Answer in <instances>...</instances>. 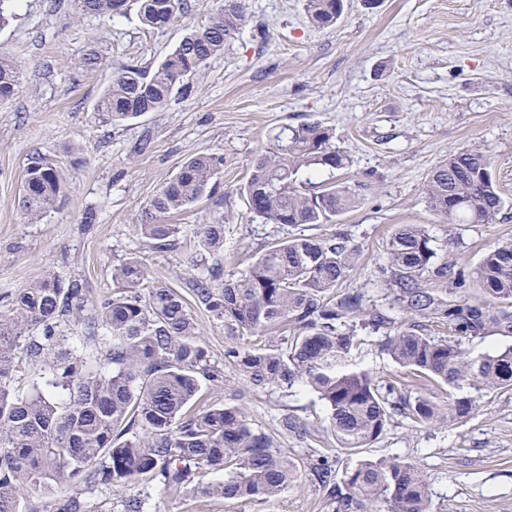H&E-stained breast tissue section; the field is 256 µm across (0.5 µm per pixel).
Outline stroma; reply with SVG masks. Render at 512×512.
Segmentation results:
<instances>
[{
	"label": "stroma",
	"mask_w": 512,
	"mask_h": 512,
	"mask_svg": "<svg viewBox=\"0 0 512 512\" xmlns=\"http://www.w3.org/2000/svg\"><path fill=\"white\" fill-rule=\"evenodd\" d=\"M221 0H187V11L161 32L136 10L112 18L82 14L79 0H13L0 27V54L19 68L18 90L0 104V310L17 290L51 272L78 281L88 302L116 290L115 266L135 253L148 279L189 290L213 258L200 246L202 225L224 226V270L241 275L268 242L286 231L252 214L242 194L269 137L285 125L332 128L349 157L336 183L359 199L313 236L347 235L362 256L347 287L401 317L385 294L386 241L402 224L425 225L438 259L472 275L494 243L512 240V0H346L336 25L318 29L305 0H246L245 22L222 55L173 93L159 111L124 122L99 120L95 105L120 68L154 67ZM473 149L492 161L505 207L492 224H440L424 183L449 154ZM223 155L209 197L174 216L181 231L165 252L146 249L140 216L188 158ZM61 173L58 204L35 224L20 200L26 169L37 159ZM94 212V223L83 221ZM220 381L202 380L210 402L239 404L253 427L273 434L304 475L273 502L216 503L174 495L154 481L132 491L87 486L91 512H124L128 494L147 512H333L306 468L312 454L343 470L359 458L407 456L429 478L433 512H512V391L466 389V422L431 429L394 419L359 455L337 451L327 411L303 389L254 392L225 352L222 323L194 308ZM357 367L381 379L398 366L361 332ZM292 417L306 436L284 430Z\"/></svg>",
	"instance_id": "stroma-1"
}]
</instances>
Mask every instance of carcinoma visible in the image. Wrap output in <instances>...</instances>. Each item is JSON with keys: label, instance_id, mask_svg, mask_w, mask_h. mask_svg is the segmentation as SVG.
<instances>
[{"label": "carcinoma", "instance_id": "1", "mask_svg": "<svg viewBox=\"0 0 512 512\" xmlns=\"http://www.w3.org/2000/svg\"><path fill=\"white\" fill-rule=\"evenodd\" d=\"M143 25L162 31L184 11V0H137ZM128 0H81L83 13L113 17ZM317 28L337 23L343 0H306ZM245 20V0H222L207 23L190 30L154 69L124 65L99 97L102 119L124 121L156 112L175 87L199 74L224 52ZM18 88L12 58L0 55V102ZM332 129L306 122L270 137L244 186L247 207L267 224L282 227L335 223L355 208L348 188L299 180L346 167ZM224 157L187 159L141 216L142 234L163 249L180 225L166 218L209 195ZM492 163L479 151L448 155L429 173L425 196L442 224H492L505 201ZM60 197L50 163L27 169L21 208L41 220ZM201 243L224 251V225L205 224ZM388 291L406 314L398 322L370 307L365 292L343 283L360 260L358 245L341 233L330 237L290 233L268 243L247 272L224 273L215 259L195 283V304L205 308L239 345L226 351L256 390L300 387L327 409L336 447L350 455L381 438L392 416L415 427L462 423L473 412L465 396L440 404L408 395L395 382L381 383L352 363L357 328L380 333L382 352L419 380L461 389L512 390V346L477 359L464 342L492 332L512 333V240L489 248L472 282L454 265L436 263L433 239L422 224H402L387 241ZM430 277L437 287L423 285ZM117 290L88 305L76 282L53 273L18 289L0 310V512H26L29 498L41 512H86L85 485L122 488L157 479L174 495L209 500L269 502L297 485L302 471L274 437L255 429L233 404L190 406L199 377L215 380L186 296L167 284H147L145 261L132 255L113 268ZM362 318V325H354ZM80 335L68 336V327ZM448 329L440 336L435 328ZM108 347H94L101 330ZM263 332L265 344L251 343ZM29 371L32 389L15 390V376ZM314 480L327 489L334 512H432L428 476L401 456L365 458L328 484L327 457L313 453ZM224 472L220 481L204 477Z\"/></svg>", "mask_w": 512, "mask_h": 512}]
</instances>
